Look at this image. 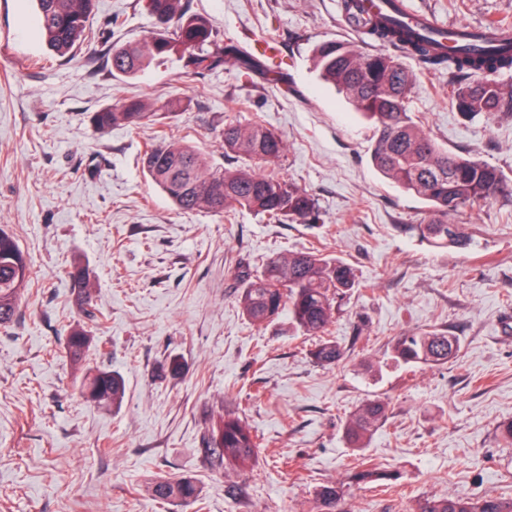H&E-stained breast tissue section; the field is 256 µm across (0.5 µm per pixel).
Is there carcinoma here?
I'll return each instance as SVG.
<instances>
[{"label":"carcinoma","instance_id":"cac0c4a2","mask_svg":"<svg viewBox=\"0 0 512 512\" xmlns=\"http://www.w3.org/2000/svg\"><path fill=\"white\" fill-rule=\"evenodd\" d=\"M41 36L48 49L65 57L85 36L94 0H34ZM154 21L153 30L139 41L112 48V74L135 77L151 67L180 62L183 68L203 74L221 67H234L245 75L265 74L261 61L243 47L224 40L212 22L190 12L185 0H142ZM367 36L391 48L389 52L366 53L352 43L337 39L319 42L313 63L320 77L346 96L354 108L373 121V166L405 191L424 200L429 213L424 224L410 228L434 247L464 248L468 238L448 216L467 207L500 197L512 199V185L498 168L467 154L452 152L432 140L412 119L406 106L415 74L403 61L412 57L428 67L448 68V88L453 105L465 116L511 114L512 89L497 80L503 70H512V48L492 54L470 48L450 49L440 40L423 36L407 25L386 17L368 22ZM172 103L161 113L138 99L107 107L91 116L92 126L105 132L120 125H159L164 115L182 112ZM221 136L224 153L243 155L267 166L277 164L287 151L280 135L260 123L228 124ZM142 166L151 181L185 212L230 213L248 209L268 222L288 218L305 223L320 220L315 197L270 170L227 169L211 164L193 146L164 137L149 145ZM31 266L15 238L0 227V326L16 316L24 289L30 283ZM76 301L91 305L94 284L88 270L76 265L69 273ZM234 276L243 283L237 302L248 321L262 325L288 312L293 324L318 338L310 356L319 365H336L344 349L326 336L335 318L336 298L356 287L352 269L344 262L317 251L279 252L266 258L260 271L238 265ZM91 336L76 326L67 337L72 364L81 370V393L95 404L119 403L125 386L122 376L109 369H82V356ZM459 340L436 330L410 332L394 345L393 358L404 365L442 362L457 355ZM387 404L369 400L350 416L345 434L359 444L381 423ZM261 448L247 420L236 412L218 417L208 431L205 452L224 467L242 471ZM354 482H379L386 474L364 462L351 474ZM159 500H177L189 505L199 496L192 477L180 476L153 483ZM311 512H348L344 508L343 484L321 486ZM415 512H512V499L484 496L424 497Z\"/></svg>","mask_w":512,"mask_h":512}]
</instances>
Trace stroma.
Returning <instances> with one entry per match:
<instances>
[{"mask_svg": "<svg viewBox=\"0 0 512 512\" xmlns=\"http://www.w3.org/2000/svg\"><path fill=\"white\" fill-rule=\"evenodd\" d=\"M342 0H190L225 38L253 48L274 39L270 76L179 65L113 75V44L139 40L152 20L139 0H95L90 36L73 58L49 51L32 0H0V226L31 261L32 283L0 327V512H310L320 486L343 483L347 512H414L453 494L512 498V201L451 216L467 249L430 246L414 232L427 208L371 165L373 125L312 65L324 39L361 42ZM438 23H512V0H408ZM128 97L185 111L163 128L97 133L93 112ZM414 121L439 145L472 153L512 179V115L463 116L448 74L417 70L407 97ZM259 122L287 142L276 169L312 193L316 224L268 223L236 209L182 212L145 177L141 157L159 134L188 141L227 168L224 124ZM319 248L350 264L358 286L336 301L329 335L347 356L314 364L311 341L287 315L252 325L237 303L238 262ZM82 262L96 281L87 319L67 272ZM87 329V366L118 371L121 405L79 391L66 349ZM441 330L456 359L402 365L398 336ZM385 399L388 416L364 443L349 416ZM243 414L263 446L251 469L227 471L204 448L224 411ZM386 481H349L358 460ZM191 476L189 506L153 499L147 484Z\"/></svg>", "mask_w": 512, "mask_h": 512, "instance_id": "obj_1", "label": "stroma"}]
</instances>
